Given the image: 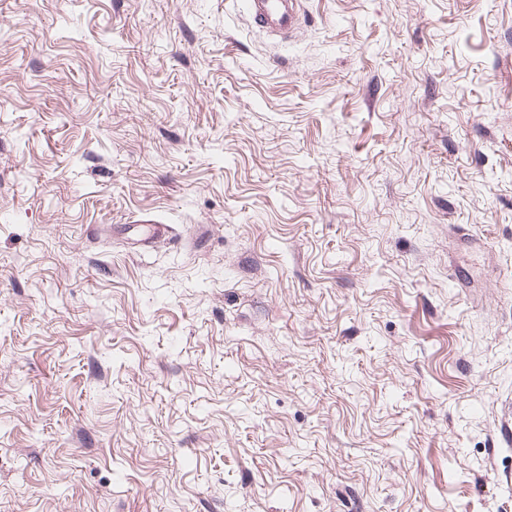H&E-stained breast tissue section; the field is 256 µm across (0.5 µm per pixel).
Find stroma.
Masks as SVG:
<instances>
[{"label": "stroma", "instance_id": "1", "mask_svg": "<svg viewBox=\"0 0 512 512\" xmlns=\"http://www.w3.org/2000/svg\"><path fill=\"white\" fill-rule=\"evenodd\" d=\"M0 512H512V0H0ZM246 23L259 32L275 36L297 34L300 0H244Z\"/></svg>", "mask_w": 512, "mask_h": 512}]
</instances>
